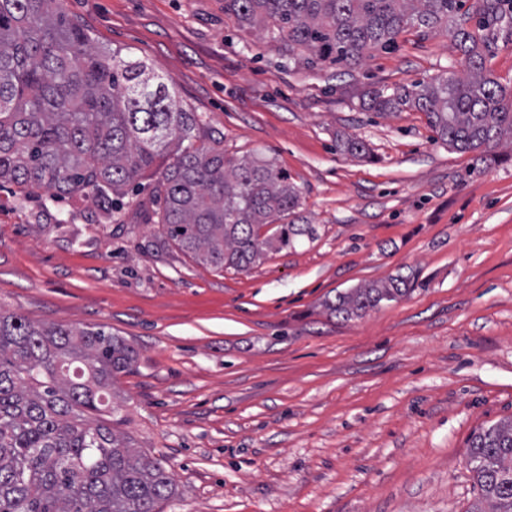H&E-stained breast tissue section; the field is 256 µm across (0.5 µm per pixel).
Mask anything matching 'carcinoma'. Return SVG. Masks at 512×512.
I'll return each instance as SVG.
<instances>
[{
	"label": "carcinoma",
	"mask_w": 512,
	"mask_h": 512,
	"mask_svg": "<svg viewBox=\"0 0 512 512\" xmlns=\"http://www.w3.org/2000/svg\"><path fill=\"white\" fill-rule=\"evenodd\" d=\"M58 2L0 0V186L78 194L107 211L161 160L158 223L182 252L245 270L315 238L313 225L291 219L300 192L287 171L196 144L198 118L164 78L132 54L96 47ZM224 13L279 42L290 62L301 48L334 66L392 53L413 29H449L464 76L369 90L363 104L422 112L437 139L485 164L512 142V88L486 68V52L512 43V0H224ZM337 147L368 153L357 138ZM412 286L396 276L339 292L326 307L350 320ZM136 361L102 326L39 324L0 308V512H160L175 496L161 460L90 417ZM467 457L481 492L470 512H512V418L476 431Z\"/></svg>",
	"instance_id": "carcinoma-1"
}]
</instances>
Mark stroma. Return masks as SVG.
<instances>
[{
    "label": "stroma",
    "instance_id": "stroma-1",
    "mask_svg": "<svg viewBox=\"0 0 512 512\" xmlns=\"http://www.w3.org/2000/svg\"><path fill=\"white\" fill-rule=\"evenodd\" d=\"M61 6L167 75L201 141L287 170L317 230L220 269L165 240L154 177L111 214L0 188V308L136 349L98 418L172 473L162 512H468V439L512 416V145L480 169L423 113L361 104L462 75L450 33L404 34L353 68L291 66L224 0ZM340 134L370 158L337 152ZM399 274L413 291L363 317L324 306Z\"/></svg>",
    "mask_w": 512,
    "mask_h": 512
}]
</instances>
